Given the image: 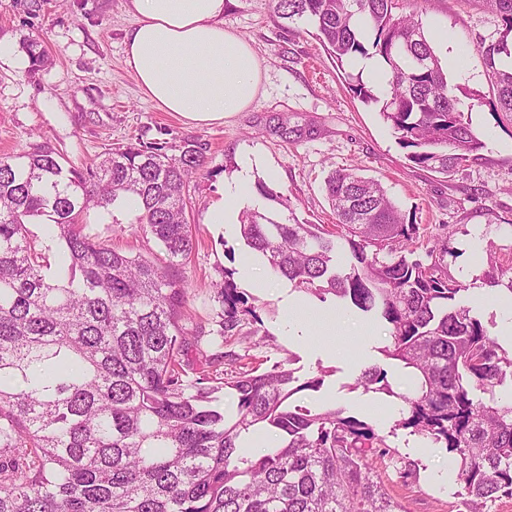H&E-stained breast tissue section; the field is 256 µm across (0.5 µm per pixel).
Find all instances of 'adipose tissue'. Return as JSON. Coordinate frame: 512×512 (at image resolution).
<instances>
[{
    "label": "adipose tissue",
    "instance_id": "1",
    "mask_svg": "<svg viewBox=\"0 0 512 512\" xmlns=\"http://www.w3.org/2000/svg\"><path fill=\"white\" fill-rule=\"evenodd\" d=\"M225 0H128L125 61L144 94L190 124L246 110L261 84L251 46L224 28Z\"/></svg>",
    "mask_w": 512,
    "mask_h": 512
}]
</instances>
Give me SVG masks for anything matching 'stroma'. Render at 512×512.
Masks as SVG:
<instances>
[{"instance_id":"1","label":"stroma","mask_w":512,"mask_h":512,"mask_svg":"<svg viewBox=\"0 0 512 512\" xmlns=\"http://www.w3.org/2000/svg\"><path fill=\"white\" fill-rule=\"evenodd\" d=\"M417 8L439 58H460L459 68L447 70L457 95L490 96L476 36L491 32L494 19L480 0H417ZM133 23L127 0H0V42L12 48L11 57L0 60V156L41 143L65 162L86 166L113 144L156 142L176 155L184 141L198 142L205 164L189 185L197 244L184 267L189 301L182 325L201 340L190 346L186 363L202 367L221 351L226 372L246 362L263 371L287 365L300 383L321 377L320 389L295 393L293 404L336 409L373 425L390 453L369 461L405 512H467L454 454L402 427L403 414L392 408L391 397L358 383L365 369L377 365L394 390H411L407 371L383 354L391 342L388 325L335 298L323 302L310 295L314 330L323 329L329 312L351 320V327L339 329L341 353L322 354L307 337L289 335L283 296L294 293L293 283L271 274L238 225L212 223L211 213L224 199L238 158L249 155L259 162L256 180L289 201L285 207L264 201V211L283 223L329 229L336 216L324 180L331 170L359 167L414 216L421 247L447 245L448 273L464 287L462 305L491 332L512 306V291L487 280L490 262L512 268V123L499 122L488 108H474L472 126L487 144L482 160L448 177L411 167L378 106L350 94L349 62L329 54L309 25L279 18L275 0H232L224 27L251 45L262 70L260 93L246 111L224 122L187 125L143 96L125 66L124 40ZM28 38L40 41L49 56L37 72L23 61ZM137 217V211L117 205L89 210L84 223L87 233L113 248L159 253L153 239L135 233ZM226 270L235 271V284L257 317L245 319L236 335L220 338L215 330L223 308L212 285ZM361 326L373 336L363 347Z\"/></svg>"}]
</instances>
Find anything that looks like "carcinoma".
Masks as SVG:
<instances>
[{
  "mask_svg": "<svg viewBox=\"0 0 512 512\" xmlns=\"http://www.w3.org/2000/svg\"><path fill=\"white\" fill-rule=\"evenodd\" d=\"M482 2L495 19L477 38L496 89L488 104L512 118V66L499 64L512 55V0ZM275 10L314 26L336 58L383 64L385 91L360 73L349 90L380 106L413 166L448 176L481 159L486 144L469 112L483 97L466 106L448 84L415 0H275ZM22 49L31 70L47 63L39 41ZM202 166L193 142L178 156L145 143L110 147L85 169L64 168L42 144L0 157V512H404L368 460L376 448L386 454L384 438L340 410L291 404L292 370L185 369L184 350L199 337L181 325V265L195 249L184 189ZM325 186L335 231L245 210L241 237L295 288L332 294L391 327L385 356L414 375V394L396 393L378 367L360 384L402 399L401 425L456 454L468 512L512 497V403L494 398L512 379V353L459 305L448 249L416 256L419 227L380 182L343 168ZM129 195L162 256L118 252L85 232V211ZM42 217L41 237L30 225ZM340 247L344 272L334 264ZM213 288L224 308L218 336H233L254 311L233 272ZM226 389L233 416L219 396ZM258 426L279 444L239 455Z\"/></svg>",
  "mask_w": 512,
  "mask_h": 512,
  "instance_id": "carcinoma-1",
  "label": "carcinoma"
}]
</instances>
